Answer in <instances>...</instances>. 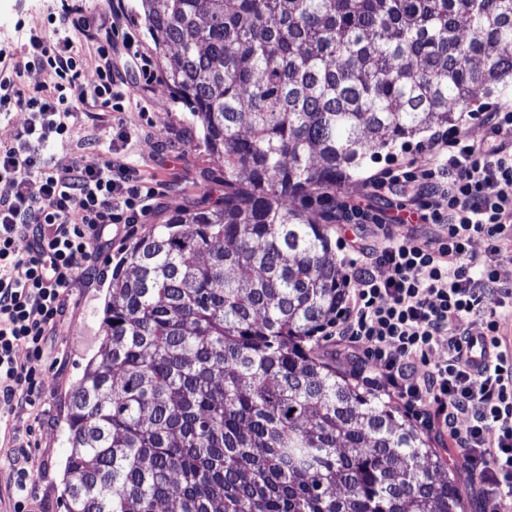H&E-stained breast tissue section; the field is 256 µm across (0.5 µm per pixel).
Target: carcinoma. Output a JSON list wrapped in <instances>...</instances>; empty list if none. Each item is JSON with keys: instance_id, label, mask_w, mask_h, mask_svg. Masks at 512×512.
<instances>
[{"instance_id": "obj_1", "label": "carcinoma", "mask_w": 512, "mask_h": 512, "mask_svg": "<svg viewBox=\"0 0 512 512\" xmlns=\"http://www.w3.org/2000/svg\"><path fill=\"white\" fill-rule=\"evenodd\" d=\"M224 162L112 267L64 512H463L426 433L316 349L365 159L512 92V0H139Z\"/></svg>"}]
</instances>
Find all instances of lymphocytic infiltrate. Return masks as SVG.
Returning a JSON list of instances; mask_svg holds the SVG:
<instances>
[{
    "label": "lymphocytic infiltrate",
    "mask_w": 512,
    "mask_h": 512,
    "mask_svg": "<svg viewBox=\"0 0 512 512\" xmlns=\"http://www.w3.org/2000/svg\"><path fill=\"white\" fill-rule=\"evenodd\" d=\"M82 12L79 0H65L47 19L51 35L29 37L30 64L48 73L50 84L0 82V118L30 115L14 143L0 145V402L7 404L42 388L35 369L18 364L17 350L42 356L97 245L113 230L132 233L164 196L161 183L124 160L122 146L132 137L126 123L116 142L80 168L29 148L49 140L69 146L79 114L122 109L111 45L100 46L102 63L91 71L75 53ZM477 118L482 140L454 131L369 185L373 196H407L412 217L435 228L425 241L397 237L393 219L369 208L343 206L344 223L376 225L380 243L354 251L353 288L335 336L362 385L394 398L447 440L493 512H512V352L499 340L501 314L512 313V289L499 283L503 244L512 242V106ZM478 239L485 243L480 253L473 249ZM477 344L479 361L470 355Z\"/></svg>",
    "instance_id": "lymphocytic-infiltrate-1"
}]
</instances>
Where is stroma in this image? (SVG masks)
Returning <instances> with one entry per match:
<instances>
[{
  "label": "stroma",
  "mask_w": 512,
  "mask_h": 512,
  "mask_svg": "<svg viewBox=\"0 0 512 512\" xmlns=\"http://www.w3.org/2000/svg\"><path fill=\"white\" fill-rule=\"evenodd\" d=\"M135 4L136 0H124L135 46L151 59L154 80L146 87H136V76L126 64L121 48H114L112 62L124 79L125 114L100 110L83 114L69 147L46 142L40 150L44 156L57 158L66 165L83 166L89 159L88 142L95 139L108 143L118 118H125L134 130L124 150L127 162L144 178L165 182L167 197L164 206L144 217L134 233L113 238L111 244L103 246L98 263L86 270L72 288L64 322L49 337L43 357L34 363L45 382L39 398L31 405L16 401L0 408V512H17L21 502L15 490L18 477L14 460L23 454L31 459L25 477L31 498L37 501L41 512H64L61 494L64 463L70 448L63 419L73 386L81 378L88 360L101 348L102 311L109 297L112 264L151 225L164 223L172 211L190 208L203 199L209 188L206 172L222 167L219 160L197 149L196 124L167 87L164 60L143 23L136 20ZM60 9L61 0H0V45L10 47L15 61H23L26 36L18 31V23H25L26 27L40 26L49 14ZM441 134V128L436 127L406 138L393 148L391 156L367 162L349 181L337 187V201L355 204L365 200L378 215H397L399 197H368L370 178Z\"/></svg>",
  "instance_id": "stroma-1"
}]
</instances>
